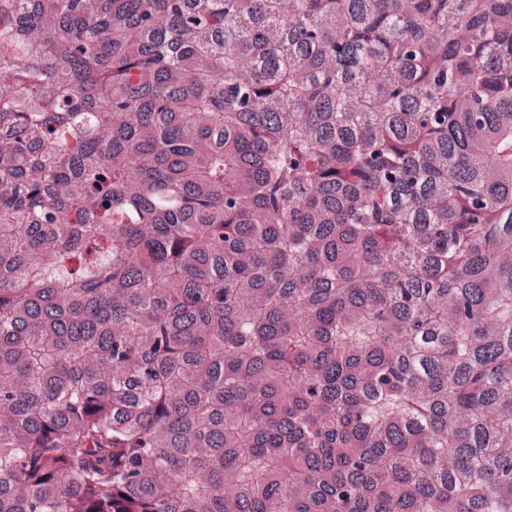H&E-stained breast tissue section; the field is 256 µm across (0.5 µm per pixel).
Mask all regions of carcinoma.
Here are the masks:
<instances>
[{
	"label": "carcinoma",
	"instance_id": "1",
	"mask_svg": "<svg viewBox=\"0 0 512 512\" xmlns=\"http://www.w3.org/2000/svg\"><path fill=\"white\" fill-rule=\"evenodd\" d=\"M0 512H512V0H0Z\"/></svg>",
	"mask_w": 512,
	"mask_h": 512
}]
</instances>
